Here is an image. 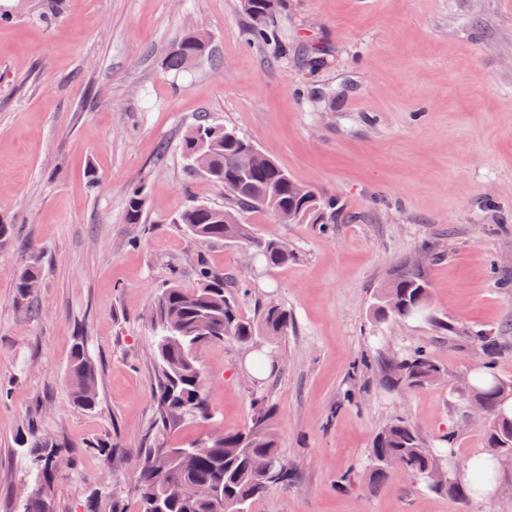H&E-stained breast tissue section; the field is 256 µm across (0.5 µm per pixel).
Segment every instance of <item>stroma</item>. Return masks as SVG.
<instances>
[{
	"label": "stroma",
	"mask_w": 512,
	"mask_h": 512,
	"mask_svg": "<svg viewBox=\"0 0 512 512\" xmlns=\"http://www.w3.org/2000/svg\"><path fill=\"white\" fill-rule=\"evenodd\" d=\"M243 24L242 0H0V224L13 227L0 242V512H18L35 480L18 440L39 403L40 429L75 461L53 478L52 512H84L104 486L136 512L155 411L145 313L169 283L192 286L201 251L234 277L244 317L275 302L292 323L266 347L264 381L235 342L203 349L214 417L176 419L167 446L243 427L262 393L292 478L253 512H479L397 469L366 484L372 440L396 415L433 447L454 432L457 467L487 449L456 389L477 363L470 332L512 337V0H281L265 44ZM188 28L211 34L216 59L177 77L160 60ZM202 116L334 195L331 233L245 214L293 249L272 268L242 244L191 237L178 212L225 204L180 152ZM135 184L144 221L129 224ZM427 241L440 254L432 313L451 338L372 316L379 288ZM33 261L40 287L24 299L14 279ZM79 334L97 370L92 412L70 397ZM418 346L441 380L387 387L379 357ZM96 441L110 457L88 450Z\"/></svg>",
	"instance_id": "obj_1"
}]
</instances>
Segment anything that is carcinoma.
Returning <instances> with one entry per match:
<instances>
[{
  "mask_svg": "<svg viewBox=\"0 0 512 512\" xmlns=\"http://www.w3.org/2000/svg\"><path fill=\"white\" fill-rule=\"evenodd\" d=\"M279 0H250L245 5L246 35L253 41L267 38L277 16ZM212 57L211 40L202 31H187L164 54L161 65L173 75L186 72L194 64ZM254 147V142L235 130L200 122L185 130L181 153L190 163L206 157L203 174L224 187L227 202L222 207L195 204L178 215L196 240L207 243L239 241L247 244L256 259L265 266H277L293 258L288 245L272 238L252 235L247 224L228 223L229 215L259 209L278 218L288 210L298 212L303 224L336 223V197L315 191L294 181L279 163L257 153L255 165L247 174L237 167L238 153ZM144 199L139 186L126 197L125 219L128 224L143 223ZM195 287L187 289L172 283L155 298L149 322L153 332L154 390L156 421L146 433L150 446L141 451L133 493L138 512H253L256 500L272 487L288 482L290 472L283 460L273 428V407L265 396L254 398L246 426L224 431L206 442L184 448H167L156 443L154 430H164L176 418H209L211 409L205 395V377L198 354L205 347L232 339L241 347L259 348L263 339L283 336L291 317L288 309L271 305L256 319L240 315L235 302L226 295L233 278L209 265L200 255L194 266ZM39 279L37 263L20 270L15 278L19 295L33 292L30 285ZM374 315L381 323L424 319L441 333H455V327L437 319L430 311V284L423 264L410 259L401 264L379 293ZM474 343L483 348L487 361L469 378L468 388L486 406V436L492 454L512 458V417L502 411L505 400L512 398V383L493 371L496 358L512 347L506 336L478 334ZM386 382L393 388L411 389L440 378L442 369L425 349L388 355L382 360ZM69 375L73 403L92 411L98 403L96 372L86 351L84 338L75 339ZM444 447L430 448L424 437L407 419L394 416L376 433L371 448L368 486L382 483L393 468L422 480L437 493L451 492L468 498L460 482L448 490L452 467L454 437L441 438ZM33 463L40 473L31 494L23 499L19 512H51L52 479L56 471L69 463L66 443L40 433L29 432L23 438ZM474 483L478 488L491 482L492 464L474 463ZM85 512H124L118 500L105 506L92 494Z\"/></svg>",
  "mask_w": 512,
  "mask_h": 512,
  "instance_id": "carcinoma-1",
  "label": "carcinoma"
}]
</instances>
